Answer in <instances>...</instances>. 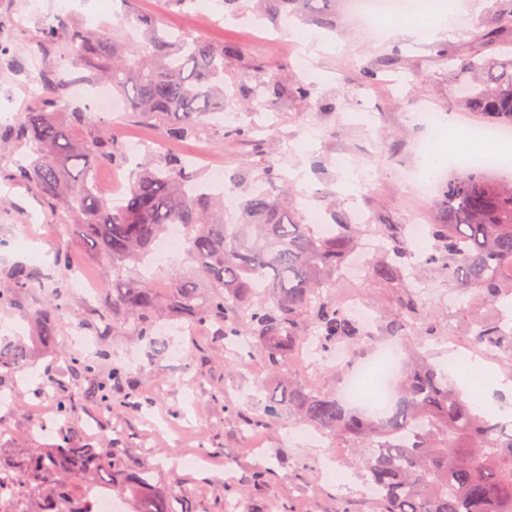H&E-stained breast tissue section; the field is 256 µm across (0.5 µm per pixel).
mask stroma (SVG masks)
<instances>
[{"instance_id":"obj_1","label":"stroma","mask_w":512,"mask_h":512,"mask_svg":"<svg viewBox=\"0 0 512 512\" xmlns=\"http://www.w3.org/2000/svg\"><path fill=\"white\" fill-rule=\"evenodd\" d=\"M465 19L462 26L438 41L408 36L374 35L354 16L350 0H336L331 26L320 29L305 23L304 31L320 34L326 52L299 68L289 40L261 43L257 34L273 33L270 23L255 24L252 10L242 11L234 25L221 24L222 0H196L192 8L178 9L162 0H135L143 14L160 15L165 26L217 42L241 45L266 75L289 83L309 85L310 100L289 99L277 108H260L250 115L238 113L235 102L226 109L236 116V125L250 127L247 138L225 136L212 127L201 138L175 144L176 152L193 154L208 148L211 160L223 164L225 181H236L235 196H243L249 180L263 174L266 160L279 163L294 188L295 209L304 223H311V210H318L323 223L334 220L355 223L356 207L367 210L364 236L377 237L382 224L429 223L435 193H419L410 187L417 168L418 147L425 144L426 124L421 115L453 113L459 127L478 126L476 113L461 106L452 90L464 59L475 51L512 44V30L504 28L496 0H451ZM122 0H0V122L19 121L43 94L31 84V76L53 68L57 56L42 53L39 44L44 24L57 15L87 26H108L117 37L126 31L116 15ZM342 51H335V43ZM378 79L366 83L364 71ZM92 119L108 123L119 140L136 139L142 144L136 163L158 160L162 135L131 112H94ZM357 176L354 191L342 186L344 169ZM67 244L82 259L81 272L90 287L112 285V261L88 251L69 223L46 218L40 202L22 184L0 181V265L21 263L40 277L28 293L31 311L42 307L58 281L72 274L56 262V245ZM407 283L433 292L424 300V319L408 326L404 334L389 331L388 315L398 309L405 287L369 279L336 278L323 290L324 297L343 303L360 294L374 315L371 334L376 343L389 344L397 359L411 347H421L439 368H447L449 352L478 355L471 340L476 325L500 326V304L461 293L448 275L446 264L424 265L421 271L406 269ZM96 299L73 286L66 305L56 314L57 345L66 354L82 352L70 341L74 329L94 340L84 350L96 356L108 349L113 361L129 367L137 393L149 397L151 406L127 407L126 390H113L112 422L121 431L102 430L95 437L111 447L119 460L150 469L155 490L188 503L191 512H212L216 493L231 490L241 512H374L355 455L346 442L321 435V445L308 447L288 436L294 424L281 420L277 426L244 433L240 413L257 410L276 380L258 364L243 367L222 338L184 320L160 317L156 344L136 336L124 322H115L109 335L97 333ZM179 351L182 364L169 354ZM43 365L24 366L11 379L17 398L10 408L0 407V453L21 458L33 449L49 448L51 435L36 426L55 399L40 389ZM222 388L223 401L212 398ZM339 452L337 461L328 455ZM179 454H198L205 466L174 468L170 461Z\"/></svg>"}]
</instances>
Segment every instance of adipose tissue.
I'll use <instances>...</instances> for the list:
<instances>
[{"mask_svg":"<svg viewBox=\"0 0 512 512\" xmlns=\"http://www.w3.org/2000/svg\"><path fill=\"white\" fill-rule=\"evenodd\" d=\"M460 16L452 10H421L417 6H410L409 10L401 16H390L382 20L381 27L387 34L416 35L424 33L430 39L439 40L458 25ZM426 139L429 143L427 152L418 162L421 175L430 177L436 175L448 160L449 149H456L461 153H480L496 156L503 166L512 167V142L469 141L464 138H448L446 129L437 126L428 129ZM469 360L463 356H449L448 372L450 376L477 402L489 410H497L498 405L493 400L494 391L504 389L506 383L503 377L494 371L477 373L468 368Z\"/></svg>","mask_w":512,"mask_h":512,"instance_id":"adipose-tissue-1","label":"adipose tissue"}]
</instances>
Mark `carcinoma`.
Returning a JSON list of instances; mask_svg holds the SVG:
<instances>
[{"instance_id": "1", "label": "carcinoma", "mask_w": 512, "mask_h": 512, "mask_svg": "<svg viewBox=\"0 0 512 512\" xmlns=\"http://www.w3.org/2000/svg\"><path fill=\"white\" fill-rule=\"evenodd\" d=\"M274 27L295 19L327 24L336 0H258ZM142 40L127 42L107 27L88 30L57 16L42 29L41 47L63 57L120 93L136 117L157 121L166 140L198 138L209 119L224 111L228 98L224 68L242 62L236 44L215 43L181 33L174 37L154 15L131 13ZM255 86L238 90L239 105L278 103L286 88L274 78L254 76ZM47 95L24 113L21 122L0 129V148L28 149L23 164L0 172L28 185L52 216L66 212L82 240L112 258V287L99 297V332L127 321L137 335L153 340L155 314L164 309L177 319L207 327L226 339L246 336L260 368L279 377L306 342L327 355L342 346L355 351L370 336L342 307L325 300L322 289L340 273L360 241L362 225L331 224L326 231L301 223L288 205V194L270 186L286 180L267 161L266 184L238 204L234 221L224 220V193L209 189L199 171L178 153L166 152L155 165L141 168L127 187L124 204L113 207L93 188L97 164L122 167L127 152L112 127L91 121L84 112L57 117V93L68 86L66 72L43 78ZM456 98L479 113L488 126H512V49L478 52L463 67ZM170 224L190 232L187 256L209 285L200 292L193 279L182 280L161 295L146 280L123 276L125 264L144 262ZM383 258L370 270L372 281L394 282L413 259L448 264V273L464 292L477 291L489 301L503 298L512 283V176L495 179L473 167L439 188L428 228L431 251L413 252L402 227L386 224ZM0 308L23 312L26 294L36 287L22 265L0 267ZM68 283L54 289L49 305L35 317L41 341L55 344L56 311L64 306ZM418 302L408 297L392 320L400 332L421 319ZM471 342L487 351L512 352V333L478 328ZM35 347L0 343V379L30 362ZM111 354L68 357L69 380L49 373L57 398L52 450L21 464L0 457V475L12 474L16 498L27 504L41 498L40 512H96L99 493L117 483L137 505V512L176 510L169 496L150 490V470L116 468L110 451H100L72 421L81 402L112 409V388L127 380L114 365L107 376L101 366ZM280 395H268L260 411L244 415L247 429L269 427L283 413L327 432L356 450V465L377 512H512V420L480 409L427 358L412 353L400 376L390 407L372 412L352 408L335 394L301 381L285 380ZM78 473L87 481L82 495L72 493L63 475Z\"/></svg>"}]
</instances>
